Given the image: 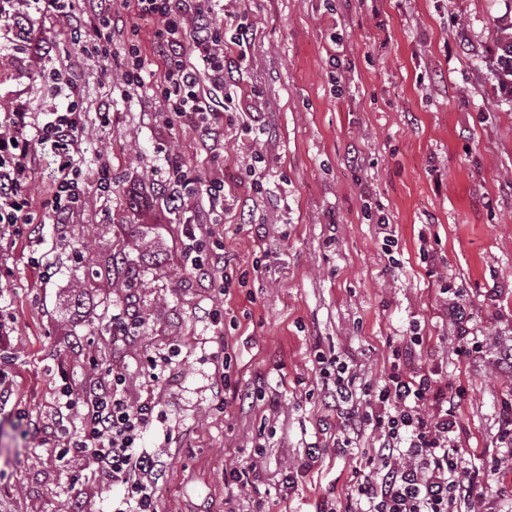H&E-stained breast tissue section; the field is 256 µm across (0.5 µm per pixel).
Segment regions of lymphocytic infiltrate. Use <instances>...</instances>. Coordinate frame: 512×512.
<instances>
[{"instance_id": "1", "label": "lymphocytic infiltrate", "mask_w": 512, "mask_h": 512, "mask_svg": "<svg viewBox=\"0 0 512 512\" xmlns=\"http://www.w3.org/2000/svg\"><path fill=\"white\" fill-rule=\"evenodd\" d=\"M0 0V33L25 49L34 64L33 81H66L68 103L63 109L31 111L17 99L0 112V239L19 233L26 224H66L85 201L86 182L80 153L86 135L81 86L65 80L62 72L45 70L40 63L49 48L40 37L37 20L62 17L71 42L82 59L101 73L112 68V39L120 22L140 21L152 27V47L164 66L159 77L146 82L144 59L137 46L126 53L123 82L128 95L150 87L163 110L166 127L200 130L205 142L219 143L224 135V100L220 93L234 72L240 71L252 32L237 25L232 40L224 38L223 21L213 20L210 0ZM483 70L498 98L512 103V0H505L491 44L477 47ZM45 161L56 174L50 199L36 201L32 170ZM205 202L196 203L185 231L184 255L197 274L219 293L230 282L224 270L229 254L202 253L214 215L224 206V182L204 184ZM323 376L333 379L324 391L350 435L373 428L377 444L368 457L372 470L357 479L346 497L343 512H459L460 506L482 502V488L498 475L505 459H512V401L499 411L503 453L484 471L467 466L457 440L456 406L461 388L448 386L431 371L391 372L382 383L362 380L351 361L318 356ZM126 378L116 369L104 371L96 388L61 389L57 425L62 442L58 460L70 452L85 456L103 483L121 485L112 512H158L156 485L160 462L142 445L143 438L162 415L155 402L131 404ZM79 425H72V416Z\"/></svg>"}]
</instances>
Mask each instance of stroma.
Wrapping results in <instances>:
<instances>
[{
  "instance_id": "1",
  "label": "stroma",
  "mask_w": 512,
  "mask_h": 512,
  "mask_svg": "<svg viewBox=\"0 0 512 512\" xmlns=\"http://www.w3.org/2000/svg\"><path fill=\"white\" fill-rule=\"evenodd\" d=\"M213 9L245 10L253 21L242 87L256 93L260 130L225 122L218 163L193 131L164 130L150 94H124L129 44L145 52L147 79L161 72L149 28L124 29L111 77L93 68L80 77L85 172L109 163L111 193H89L70 223L0 240V512H107L121 496L81 455L61 462L51 453L62 385L88 388L112 365L126 374L131 402L153 400L164 415L163 431L143 440L161 462L160 512H255L260 499L268 512L344 505L374 435L364 431L356 453L336 451L342 427L322 404L319 351L349 358L375 382L394 351L421 336L415 366L465 390L456 415L469 466L499 452L512 375L495 356H457L447 291L464 294L488 347L512 344V106L455 37L461 26L474 42L490 41L501 0H215ZM40 30L53 48L46 66L69 69L64 23L48 16ZM22 57L0 43V106L19 96L36 109L65 105L63 91L29 80ZM107 109L104 132L97 114ZM165 141L202 179L224 181L214 231L232 258L229 295L181 261L184 213L155 198L148 212H127L130 189L151 185ZM256 152L265 159L258 191L244 176ZM381 215L398 240L393 265ZM254 224L268 226L265 241L253 237ZM84 242L100 256L122 250L130 273L75 263L72 249ZM129 274L139 280L144 326L116 342L109 326ZM215 306L220 330L208 318ZM171 349L164 376L150 379L147 356ZM222 372L231 382L223 394ZM314 442L322 455L281 496L284 472ZM252 460L254 487L225 484V466Z\"/></svg>"
}]
</instances>
